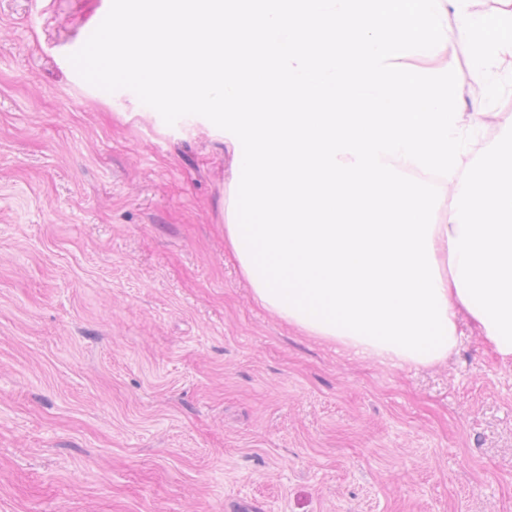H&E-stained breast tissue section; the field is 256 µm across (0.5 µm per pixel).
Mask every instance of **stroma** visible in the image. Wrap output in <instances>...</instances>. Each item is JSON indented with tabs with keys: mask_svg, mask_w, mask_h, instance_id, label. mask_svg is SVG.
<instances>
[{
	"mask_svg": "<svg viewBox=\"0 0 512 512\" xmlns=\"http://www.w3.org/2000/svg\"><path fill=\"white\" fill-rule=\"evenodd\" d=\"M106 0H0V512H512V361L391 366L260 307L231 150L70 63ZM453 69L486 117H512Z\"/></svg>",
	"mask_w": 512,
	"mask_h": 512,
	"instance_id": "35a3bbf8",
	"label": "stroma"
}]
</instances>
